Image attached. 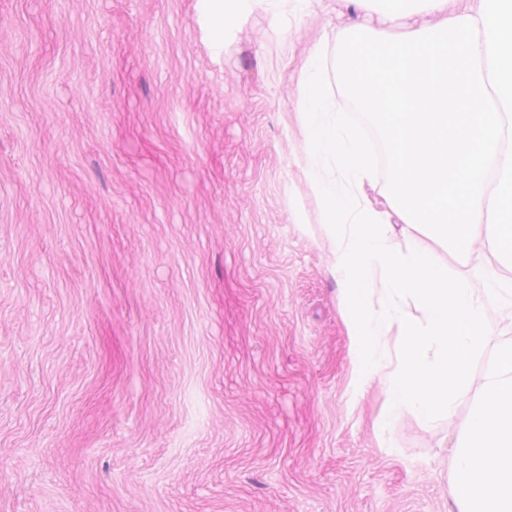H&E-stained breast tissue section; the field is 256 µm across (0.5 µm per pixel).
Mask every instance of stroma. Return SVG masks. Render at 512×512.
<instances>
[{"label": "stroma", "instance_id": "stroma-1", "mask_svg": "<svg viewBox=\"0 0 512 512\" xmlns=\"http://www.w3.org/2000/svg\"><path fill=\"white\" fill-rule=\"evenodd\" d=\"M343 0H0V512H448L469 414L378 429L297 163ZM432 259L485 294L480 250ZM208 9L211 13L217 34V40L224 39V25L226 22V12L238 14L255 6L264 7L274 13H280L288 7V2H294L295 9L301 8V4L311 2V0H207Z\"/></svg>", "mask_w": 512, "mask_h": 512}]
</instances>
